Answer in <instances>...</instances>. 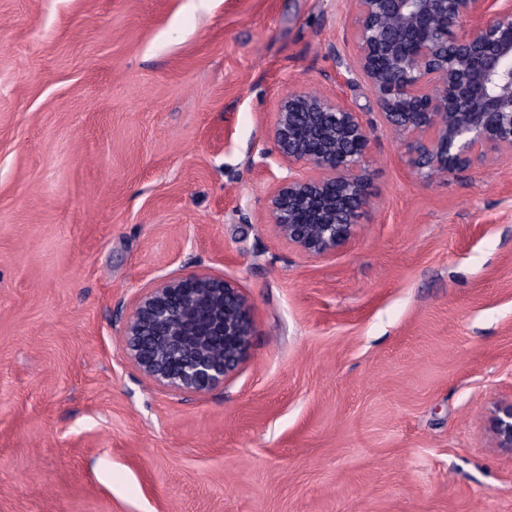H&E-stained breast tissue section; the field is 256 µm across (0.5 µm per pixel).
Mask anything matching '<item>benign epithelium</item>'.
<instances>
[{
	"label": "benign epithelium",
	"mask_w": 512,
	"mask_h": 512,
	"mask_svg": "<svg viewBox=\"0 0 512 512\" xmlns=\"http://www.w3.org/2000/svg\"><path fill=\"white\" fill-rule=\"evenodd\" d=\"M352 12L353 56L337 65L371 88L419 175L512 154V0H352ZM269 137L288 175L270 195L268 223L309 256L341 250L370 202L363 113L339 94L293 87ZM252 337L240 290L192 271L138 297L121 346L154 384L201 393L239 368ZM488 429L512 454V400L494 404Z\"/></svg>",
	"instance_id": "benign-epithelium-1"
}]
</instances>
